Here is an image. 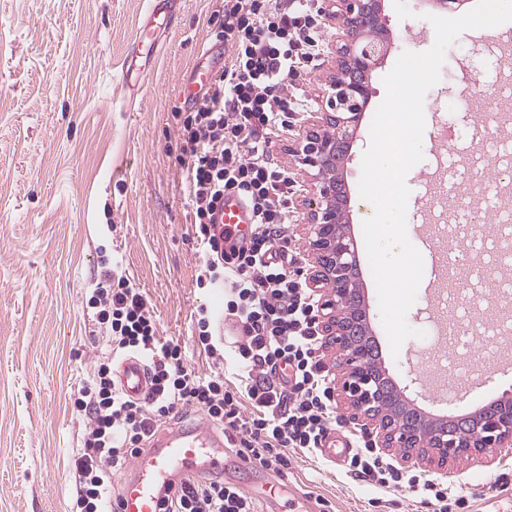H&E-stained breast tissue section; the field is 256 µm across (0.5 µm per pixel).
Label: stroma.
I'll return each instance as SVG.
<instances>
[{"mask_svg": "<svg viewBox=\"0 0 512 512\" xmlns=\"http://www.w3.org/2000/svg\"><path fill=\"white\" fill-rule=\"evenodd\" d=\"M408 5L412 15L402 19L392 0L384 4L388 51L373 72V94L341 177L354 198L350 233L386 369L421 408L459 403L470 411L479 403L471 378L448 384L439 374L428 388L415 366L440 349L439 317L425 289L407 313L417 336L392 354L363 234L373 207L359 196L361 164L386 95L383 79L403 52H423L435 42L429 0ZM148 7V0H0V512L70 510L72 455L84 430L71 397L109 350L86 307L102 253L113 254L141 288L161 336L185 344L188 365L202 375L216 369L192 338L196 308L216 305L219 297L196 284L198 244L174 115L199 50L216 42V2L180 0L177 19L144 71L123 58ZM497 32L494 39L475 30L460 34L424 98L426 140L422 161L406 177V229L425 257L432 241L420 237L417 226L426 220V176L434 170L429 139L446 126L466 132L448 160V177L460 193L447 205L456 208L470 186L462 161L479 148L467 135L472 95L457 73L467 68L490 92L512 44V22ZM324 38L321 66L297 83L314 112L335 65V24H327ZM502 469L512 470V452L458 464L440 476L474 498L488 492ZM290 480L329 499L335 512H427L411 494L376 495L345 477L342 467L301 454ZM375 497L381 500L376 507L370 504Z\"/></svg>", "mask_w": 512, "mask_h": 512, "instance_id": "35a3bbf8", "label": "stroma"}]
</instances>
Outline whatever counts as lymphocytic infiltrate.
<instances>
[{
  "mask_svg": "<svg viewBox=\"0 0 512 512\" xmlns=\"http://www.w3.org/2000/svg\"><path fill=\"white\" fill-rule=\"evenodd\" d=\"M220 11L216 37L224 42V70L200 101L180 113L179 138L190 221L201 248L196 282L224 296L223 313L196 309L193 342L221 369L207 377L191 369L184 345L160 337L153 310L119 263L101 258L88 306L112 354L97 361L73 398L86 424L73 459L70 512H112L120 499L114 473L181 410L201 411L222 429L227 449L255 459L278 482L288 480L294 452L319 458L323 438L335 429L352 446L345 466L350 479L420 496L430 512H469L465 493L403 469L336 413L319 298L288 245L299 185L274 156L308 108L294 80L318 66L321 0H221ZM229 194L252 213L248 236L217 232L212 222ZM221 318L238 324L239 336L224 341L217 332ZM130 354L150 374L138 401L112 379L113 357ZM162 512H259V504L238 485L205 477L181 484L164 498Z\"/></svg>",
  "mask_w": 512,
  "mask_h": 512,
  "instance_id": "1",
  "label": "lymphocytic infiltrate"
}]
</instances>
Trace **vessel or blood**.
Masks as SVG:
<instances>
[{"label":"vessel or blood","mask_w":512,"mask_h":512,"mask_svg":"<svg viewBox=\"0 0 512 512\" xmlns=\"http://www.w3.org/2000/svg\"><path fill=\"white\" fill-rule=\"evenodd\" d=\"M219 74L212 49L202 50L189 81L181 87L180 100L193 103ZM251 222L249 208L234 196L225 198L216 212L218 227L237 235L248 234ZM118 380L122 391L133 399L141 398L148 388L146 369L135 359L120 364ZM350 450L348 440L334 430L321 444L323 457L336 465L344 462ZM203 468L223 471L224 440L220 435L200 427H177L156 435L133 460L118 512H160L168 487L194 477ZM475 512H512V486L480 496Z\"/></svg>","instance_id":"vessel-or-blood-1"}]
</instances>
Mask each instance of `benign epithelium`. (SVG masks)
<instances>
[{
    "instance_id": "1",
    "label": "benign epithelium",
    "mask_w": 512,
    "mask_h": 512,
    "mask_svg": "<svg viewBox=\"0 0 512 512\" xmlns=\"http://www.w3.org/2000/svg\"><path fill=\"white\" fill-rule=\"evenodd\" d=\"M326 6L327 19L340 31L336 70L325 108L313 116L298 153L315 194L307 215L310 280L320 295L318 320L326 346L336 351L337 385L347 414L381 447L427 467L511 448V397L467 418L429 421L402 397L375 355L339 170L371 97L373 71L386 55L389 28L383 0H326Z\"/></svg>"
}]
</instances>
